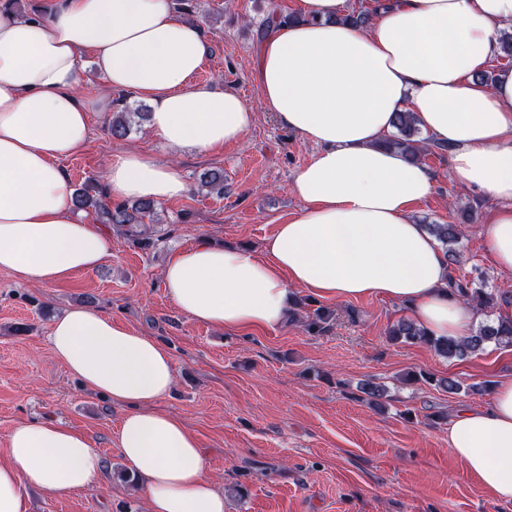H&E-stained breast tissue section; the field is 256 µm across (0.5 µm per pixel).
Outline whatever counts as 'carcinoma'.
I'll return each instance as SVG.
<instances>
[{
	"instance_id": "carcinoma-1",
	"label": "carcinoma",
	"mask_w": 512,
	"mask_h": 512,
	"mask_svg": "<svg viewBox=\"0 0 512 512\" xmlns=\"http://www.w3.org/2000/svg\"><path fill=\"white\" fill-rule=\"evenodd\" d=\"M394 127L397 134L387 138L384 145L406 157L419 161L430 152L431 143L420 137V129L414 113L400 111L395 114ZM130 129L128 113L120 110L112 113L110 130L115 137L125 136ZM203 186L207 193L224 194V175L215 171L204 177ZM73 205L79 210H91L103 224H112L124 231L132 242L148 247L151 244L147 225L157 223V207L150 200L132 204H114L96 182H87L73 192ZM428 231L437 239L447 256H454L453 246L459 243L462 231L457 224H428ZM453 292L469 305L480 311L499 306L502 296L497 291L479 283L475 286L456 284ZM389 339L396 343L425 344L448 359L463 360L490 345L499 348L512 347V320L501 318L478 326L463 338L435 339L414 322L400 320L388 331Z\"/></svg>"
}]
</instances>
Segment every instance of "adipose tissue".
<instances>
[{"label": "adipose tissue", "instance_id": "adipose-tissue-1", "mask_svg": "<svg viewBox=\"0 0 512 512\" xmlns=\"http://www.w3.org/2000/svg\"><path fill=\"white\" fill-rule=\"evenodd\" d=\"M346 0H296L256 59L261 96L280 125L317 148L292 190L302 208L261 253L201 239L162 272L168 299L194 321L227 332L276 328L292 287L339 302L406 303L437 338L460 337L477 317L449 292L438 241L409 217L429 197L427 166L382 145L395 112L447 144L456 182L496 201L480 231L493 270L512 273V68L494 85L476 75L512 26V0H392L362 30L341 20ZM212 45L175 0H54L49 13L0 6V270L42 285L95 271L108 233L75 212L57 160L82 150L93 112L123 92L150 106L148 128L166 146L213 153L243 139L252 106L232 88L212 94L197 74ZM95 71L106 93L79 89ZM109 199L156 203L189 190L173 164L126 151L107 166ZM54 356L86 389L125 406L114 444L142 481L149 512H224L197 437L158 409L171 391L167 347L92 307L51 324ZM448 450L498 501L512 503V377L488 405L455 411ZM104 461L61 422L18 424L0 462V512H25L31 490L87 488Z\"/></svg>", "mask_w": 512, "mask_h": 512}]
</instances>
